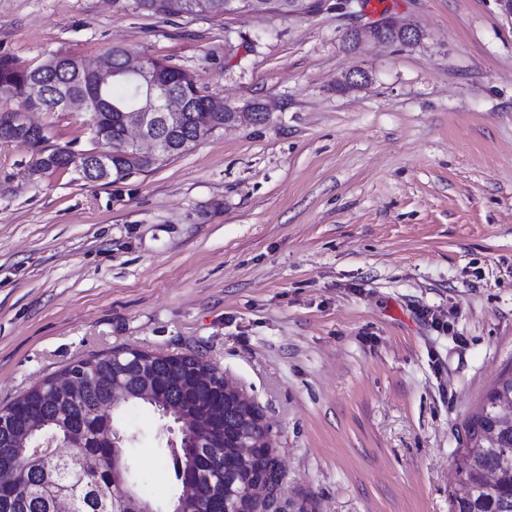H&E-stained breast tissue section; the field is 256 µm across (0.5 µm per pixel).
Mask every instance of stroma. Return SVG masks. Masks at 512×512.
I'll return each instance as SVG.
<instances>
[{
	"label": "stroma",
	"mask_w": 512,
	"mask_h": 512,
	"mask_svg": "<svg viewBox=\"0 0 512 512\" xmlns=\"http://www.w3.org/2000/svg\"><path fill=\"white\" fill-rule=\"evenodd\" d=\"M389 18L419 40H371ZM113 46L270 119L106 185L30 179V148L0 141V408L82 358L193 351L262 408L286 512H449L464 425L512 365V15L500 0L219 17L0 0V55L21 64ZM356 67L368 85L337 91ZM33 119L92 146L86 113ZM119 421L137 493L167 504L158 413Z\"/></svg>",
	"instance_id": "1"
}]
</instances>
